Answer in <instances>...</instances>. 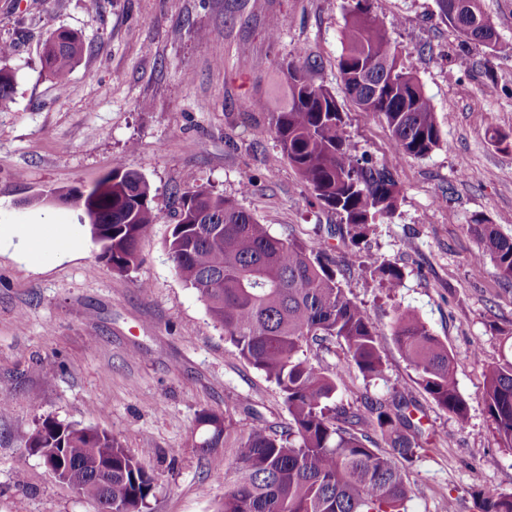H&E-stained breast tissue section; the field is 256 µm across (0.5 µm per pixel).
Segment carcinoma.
Instances as JSON below:
<instances>
[{"label":"carcinoma","instance_id":"1","mask_svg":"<svg viewBox=\"0 0 512 512\" xmlns=\"http://www.w3.org/2000/svg\"><path fill=\"white\" fill-rule=\"evenodd\" d=\"M86 50L75 31L51 33L44 65L59 87ZM318 67L306 51L279 66L286 91L270 111L277 146L271 161H287L312 198L340 216L357 245L373 225L395 214L400 186L390 170L352 153L336 97L314 81ZM337 68L358 108L385 120L399 155L421 159L443 142L430 97L371 0H347ZM13 93V75L0 68V104ZM65 197L85 210L89 234L103 231L95 243L112 270L128 273L141 263L142 240L161 220L144 176L116 167L85 195ZM178 215L166 243L176 273L206 303L239 359L278 388L288 410L285 423L239 432L236 447L224 455L220 512H406L413 487L405 467L417 457L421 433L415 400L370 398L354 410L336 401L343 369L329 374L307 355L311 345L334 339L344 348L345 365L364 379L384 372L379 332L329 265L327 241L274 237L236 199L210 190L184 197ZM472 230L480 261L490 259L500 278L512 283V239L482 217L474 218ZM370 267L386 287L399 286L394 263L374 258ZM391 336L417 385L438 407L467 420L453 359L421 317L396 311ZM485 400L497 438L511 448L512 358L488 369ZM197 423L204 429L203 449L231 437L230 425L215 413L201 414ZM27 447L40 449L47 465L76 471L97 512H147L155 478L112 434L46 419ZM109 464L110 504L101 484ZM475 500L477 512H512V494L478 490Z\"/></svg>","mask_w":512,"mask_h":512}]
</instances>
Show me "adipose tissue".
I'll list each match as a JSON object with an SVG mask.
<instances>
[{
    "instance_id": "1",
    "label": "adipose tissue",
    "mask_w": 512,
    "mask_h": 512,
    "mask_svg": "<svg viewBox=\"0 0 512 512\" xmlns=\"http://www.w3.org/2000/svg\"><path fill=\"white\" fill-rule=\"evenodd\" d=\"M82 248L83 233L75 224H58L40 216L30 224H0V251L29 257L49 250L65 257L80 253Z\"/></svg>"
}]
</instances>
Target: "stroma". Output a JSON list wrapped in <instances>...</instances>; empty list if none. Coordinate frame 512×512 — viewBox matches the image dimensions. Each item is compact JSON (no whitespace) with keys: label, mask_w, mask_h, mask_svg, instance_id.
Returning <instances> with one entry per match:
<instances>
[{"label":"stroma","mask_w":512,"mask_h":512,"mask_svg":"<svg viewBox=\"0 0 512 512\" xmlns=\"http://www.w3.org/2000/svg\"><path fill=\"white\" fill-rule=\"evenodd\" d=\"M344 0H0V60L15 78L0 106V224L48 214L75 224L80 212L57 197L119 167L150 183L160 223L142 243V263L120 273L93 242L71 258L24 262L0 253V512H97L31 452L45 419L112 433L143 455L156 487L149 512H217L224 499L223 448H198L197 419L218 414L239 429L284 421L278 389L234 353L198 293L177 275L165 242L179 199L200 189L237 198L278 238L305 243L340 224L313 204L276 151L266 113L283 85L276 65L299 48L316 57V82L345 114L355 153H368L401 186L394 216L374 225L365 249L395 263L400 287H380L353 262L350 241L330 237L327 256L381 334L384 373L350 370L336 398L413 397L420 449L406 474L408 512H472V491L512 492V448L495 436L485 373L512 330V284L492 262L474 271V217L512 238V0H482L496 50L467 44L444 23L436 0H371L388 36L411 54L444 144L421 159L400 157L384 121L359 112L337 69ZM60 28L88 50L59 89L44 45ZM475 68L464 69L459 56ZM252 181L249 192L241 185ZM415 310L454 359L468 407L459 423L417 387L391 338L396 309Z\"/></svg>","instance_id":"35a3bbf8"}]
</instances>
